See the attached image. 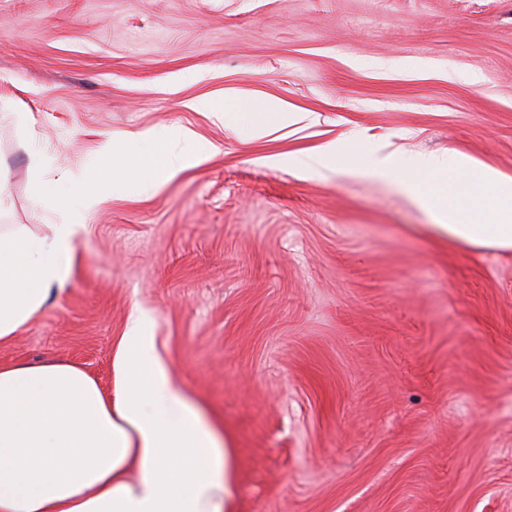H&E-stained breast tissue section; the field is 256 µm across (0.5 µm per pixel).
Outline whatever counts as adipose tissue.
Here are the masks:
<instances>
[{
  "mask_svg": "<svg viewBox=\"0 0 512 512\" xmlns=\"http://www.w3.org/2000/svg\"><path fill=\"white\" fill-rule=\"evenodd\" d=\"M116 153L68 177L66 190L36 181L46 233L0 232V344L38 315L71 275L85 220L122 185ZM405 185L449 239L512 250V182L459 157L411 160ZM149 316L133 313L104 393L68 363L0 366V512H234L230 448L175 385Z\"/></svg>",
  "mask_w": 512,
  "mask_h": 512,
  "instance_id": "obj_1",
  "label": "adipose tissue"
}]
</instances>
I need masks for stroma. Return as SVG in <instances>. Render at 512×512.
Returning <instances> with one entry per match:
<instances>
[{
  "mask_svg": "<svg viewBox=\"0 0 512 512\" xmlns=\"http://www.w3.org/2000/svg\"><path fill=\"white\" fill-rule=\"evenodd\" d=\"M270 103L314 119L252 137ZM145 130L195 162L91 212L0 364L111 389L138 307L234 450L236 512H512V251L366 173L379 151L512 178V0H0V229L42 233L33 173ZM329 142L336 168L300 173Z\"/></svg>",
  "mask_w": 512,
  "mask_h": 512,
  "instance_id": "obj_1",
  "label": "stroma"
}]
</instances>
